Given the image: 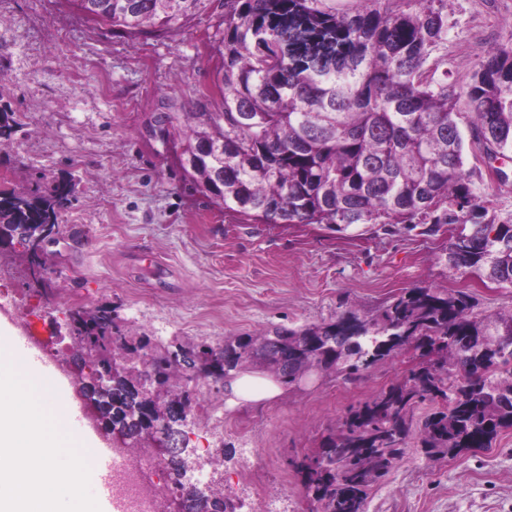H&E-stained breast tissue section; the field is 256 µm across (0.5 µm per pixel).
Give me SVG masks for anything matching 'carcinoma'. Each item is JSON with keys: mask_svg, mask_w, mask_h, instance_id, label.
Instances as JSON below:
<instances>
[{"mask_svg": "<svg viewBox=\"0 0 512 512\" xmlns=\"http://www.w3.org/2000/svg\"><path fill=\"white\" fill-rule=\"evenodd\" d=\"M84 18L130 35L164 36L213 0H71ZM329 0H222L214 34L221 65L215 112H162L163 138L185 182L224 210L264 224H379L433 235L444 224L449 268L512 284V210L488 199L482 171L465 168L466 145L485 157L512 153V32L459 91L448 82V0H365L340 12ZM466 100L468 117L457 111ZM75 184L0 193V224L28 231L57 223ZM86 313L77 342L104 353L112 341ZM467 341L461 374L452 351ZM414 346L436 351L402 381L351 407L318 454L295 462L324 512H365L369 487L405 452L415 406L439 408L419 429L432 456L490 448L512 430V313L479 316L462 291L417 287L376 313L236 336L221 347L193 346L204 366L222 360L224 378L262 368L288 386L315 365L354 381L360 372ZM179 362L158 354L147 372L160 384ZM129 373L98 393L112 427L143 433L150 410ZM189 512H235L224 497Z\"/></svg>", "mask_w": 512, "mask_h": 512, "instance_id": "carcinoma-1", "label": "carcinoma"}]
</instances>
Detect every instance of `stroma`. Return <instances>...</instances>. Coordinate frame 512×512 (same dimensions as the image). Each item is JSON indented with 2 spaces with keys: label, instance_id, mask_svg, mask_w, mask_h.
I'll return each instance as SVG.
<instances>
[{
  "label": "stroma",
  "instance_id": "obj_1",
  "mask_svg": "<svg viewBox=\"0 0 512 512\" xmlns=\"http://www.w3.org/2000/svg\"><path fill=\"white\" fill-rule=\"evenodd\" d=\"M222 14L208 7L166 37L94 26L67 0H0V106L15 121L0 142V192L73 179L58 217L60 241L44 259L48 282L0 255V333L52 337L72 360L73 310L107 307L112 333L149 351L370 313L414 287L462 290L477 313L512 311V285L462 274L446 260L448 231L434 235L323 224H256L185 184L171 143L147 126L159 112L213 111L218 63L210 40ZM512 31V0H450L448 80L463 86L499 37ZM408 348L353 382L313 375L276 399L227 408L221 385L180 368L194 449L223 448L219 469L236 499L254 487L279 512H322L291 459L312 456L346 410L404 379L419 362ZM255 448L259 457L247 456ZM366 512H512V431L496 444L434 459L410 433L407 450L370 488Z\"/></svg>",
  "mask_w": 512,
  "mask_h": 512
}]
</instances>
